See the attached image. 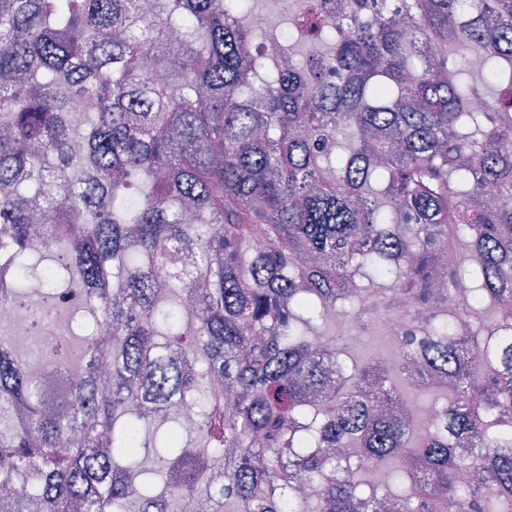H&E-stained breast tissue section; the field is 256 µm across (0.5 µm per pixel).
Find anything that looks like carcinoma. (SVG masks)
<instances>
[{
  "label": "carcinoma",
  "mask_w": 512,
  "mask_h": 512,
  "mask_svg": "<svg viewBox=\"0 0 512 512\" xmlns=\"http://www.w3.org/2000/svg\"><path fill=\"white\" fill-rule=\"evenodd\" d=\"M322 2L298 27L331 47L300 63L246 49L245 0H0V263L12 300L43 280L93 318L53 407L0 336V512H285L300 477L310 512H512V344L449 337L459 308L512 306V0ZM368 295L362 331L405 316L398 370L448 396L427 427L387 417L407 403L381 363L338 377L305 334ZM387 460L398 492L362 475Z\"/></svg>",
  "instance_id": "cac0c4a2"
}]
</instances>
